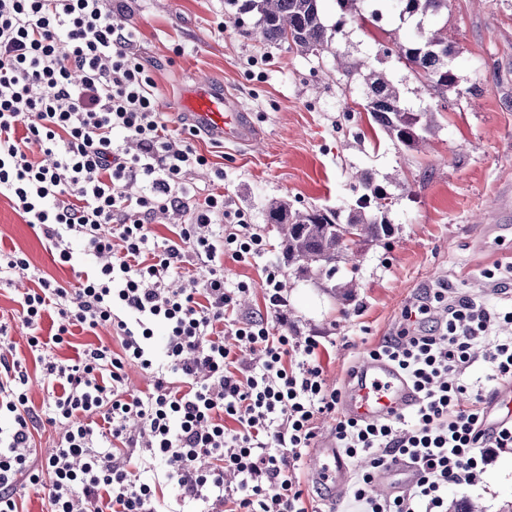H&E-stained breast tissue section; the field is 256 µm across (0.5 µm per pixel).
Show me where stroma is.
<instances>
[{
    "label": "stroma",
    "instance_id": "35a3bbf8",
    "mask_svg": "<svg viewBox=\"0 0 512 512\" xmlns=\"http://www.w3.org/2000/svg\"><path fill=\"white\" fill-rule=\"evenodd\" d=\"M380 23L351 17L322 56L304 55L248 38L224 0H108L115 23L134 27V51L154 80L163 116L173 133L184 132L178 102L195 79L209 78L251 112L261 131L251 146L195 137L199 153L224 171V197L247 212L270 243L265 257L225 260L228 284L244 281L251 292L245 312L263 309V267L280 263L269 205H317L349 210L358 197L355 175L366 171L389 194L390 237L361 247L354 298L334 294L325 280L282 269L288 298V330L312 336L329 387L343 388L348 372L384 337L395 335L402 311L423 288L443 282L453 298L470 297L496 307L484 269L512 261V0H448L446 14L426 20L444 26L456 47L459 77L445 94L420 93L419 80L396 56L393 41L412 39L415 27L400 23L388 0H377ZM373 57L400 91L407 109L419 112L446 100L424 151L417 152L374 130L364 109L365 85L336 70L335 55ZM0 250L23 253L42 276L75 282L91 262H54L48 243L0 193ZM33 285L16 278L0 284V320L10 335L0 355L26 364L29 400L42 407L40 380L19 319V299ZM468 499L484 512H512V449L499 453L475 487L452 486L449 502Z\"/></svg>",
    "mask_w": 512,
    "mask_h": 512
}]
</instances>
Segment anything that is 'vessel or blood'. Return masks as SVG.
<instances>
[{
    "label": "vessel or blood",
    "mask_w": 512,
    "mask_h": 512,
    "mask_svg": "<svg viewBox=\"0 0 512 512\" xmlns=\"http://www.w3.org/2000/svg\"><path fill=\"white\" fill-rule=\"evenodd\" d=\"M180 112L194 130L218 141L248 145L259 137L248 113L207 78L196 79L183 93ZM353 376L355 382L346 389L340 405L344 417L383 422L412 410L418 402L411 383L384 359H363ZM311 472L333 496L344 495L350 466L333 439L323 440L313 448ZM416 474L413 464L398 461L378 473L374 490L390 495L413 481Z\"/></svg>",
    "instance_id": "1"
}]
</instances>
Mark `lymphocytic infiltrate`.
<instances>
[{
    "instance_id": "lymphocytic-infiltrate-1",
    "label": "lymphocytic infiltrate",
    "mask_w": 512,
    "mask_h": 512,
    "mask_svg": "<svg viewBox=\"0 0 512 512\" xmlns=\"http://www.w3.org/2000/svg\"><path fill=\"white\" fill-rule=\"evenodd\" d=\"M132 29L112 23L105 0H0V190L37 227L60 264L80 245L94 272L72 288L35 274L25 255L0 254V280L35 279L21 302L28 346L49 394L29 404V375L0 357V512H19V489L48 497L50 512H310L298 474L318 416L335 414L320 343L289 334L280 268L264 270L265 314H245L246 282L226 285L224 261L264 255L268 242L231 209L211 167L187 139L169 133L158 91L133 51ZM123 132L126 143L114 141ZM209 174L197 194L184 176ZM141 190L122 195L121 184ZM187 214L174 238L151 225ZM50 330H43L45 316ZM403 327L371 354L395 365L420 401L412 415L369 423L337 417L334 436L354 466L351 512H448L449 486L473 487L500 451L512 421L491 425L481 384L464 382L481 362L488 380L512 382V309L425 289L402 312ZM109 325L120 352L85 344L59 360L52 347L73 328ZM164 327L155 351L156 327ZM250 350L242 363L239 350ZM151 371L145 395L128 392L124 368ZM54 428L53 454L37 461V426ZM415 482L383 497L371 488L396 459ZM179 487L175 501L163 484Z\"/></svg>"
}]
</instances>
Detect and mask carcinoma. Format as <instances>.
I'll use <instances>...</instances> for the list:
<instances>
[{"label": "carcinoma", "mask_w": 512, "mask_h": 512, "mask_svg": "<svg viewBox=\"0 0 512 512\" xmlns=\"http://www.w3.org/2000/svg\"><path fill=\"white\" fill-rule=\"evenodd\" d=\"M322 0H227L238 15L254 16L245 34L257 40L285 45L289 49L315 57L329 50L336 33L344 24L343 16L359 11L360 0H336L341 17L332 24L322 13ZM401 21H423L448 11V0H399ZM397 58L422 77L425 91L448 90L457 84V75L449 64L448 43L442 29H428L408 43L396 41ZM337 68L350 74L362 72L367 96L365 110L391 140L408 150L420 151L436 127L434 109L412 112L401 102L399 90L387 76L364 61L349 64L336 58ZM356 207L344 215L337 209L310 205L294 208L286 202L272 204L267 221L276 225L279 247L285 264L300 277L313 274L332 280L340 262L353 261L359 247L379 242L392 233L385 220L388 193L370 175L361 174Z\"/></svg>", "instance_id": "carcinoma-1"}]
</instances>
